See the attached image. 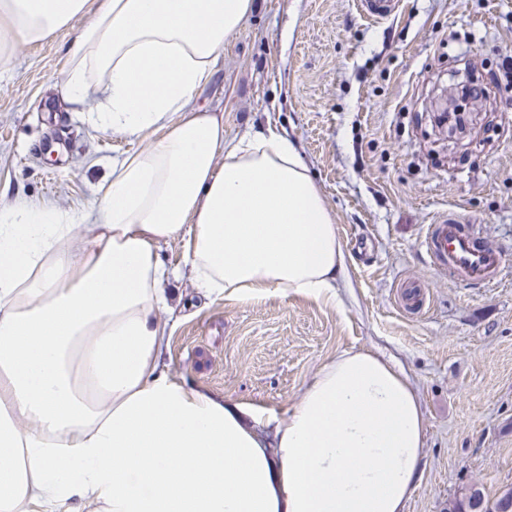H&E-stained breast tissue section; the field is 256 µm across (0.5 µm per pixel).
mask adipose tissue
<instances>
[{
	"label": "adipose tissue",
	"instance_id": "1",
	"mask_svg": "<svg viewBox=\"0 0 512 512\" xmlns=\"http://www.w3.org/2000/svg\"><path fill=\"white\" fill-rule=\"evenodd\" d=\"M252 0H0V65L87 24L63 93L97 128L159 140L113 163L96 223L0 208V512H404L426 446L401 367L325 363L268 418L177 379L163 286L335 301L346 255L307 166L274 128L224 136L194 94ZM179 242L183 263L161 257Z\"/></svg>",
	"mask_w": 512,
	"mask_h": 512
}]
</instances>
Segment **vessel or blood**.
<instances>
[{"label":"vessel or blood","mask_w":512,"mask_h":512,"mask_svg":"<svg viewBox=\"0 0 512 512\" xmlns=\"http://www.w3.org/2000/svg\"><path fill=\"white\" fill-rule=\"evenodd\" d=\"M427 251L441 273L461 276L473 283L493 282L501 267V252L482 240L464 214H445L429 228Z\"/></svg>","instance_id":"b4317fda"}]
</instances>
